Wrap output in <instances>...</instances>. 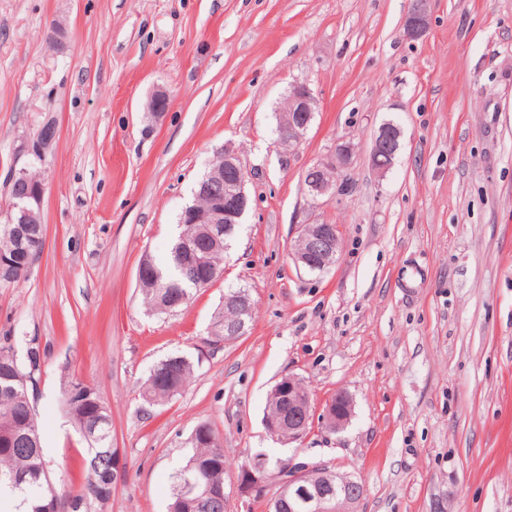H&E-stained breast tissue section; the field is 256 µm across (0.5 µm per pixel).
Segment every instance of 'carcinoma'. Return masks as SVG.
<instances>
[{
	"instance_id": "carcinoma-1",
	"label": "carcinoma",
	"mask_w": 512,
	"mask_h": 512,
	"mask_svg": "<svg viewBox=\"0 0 512 512\" xmlns=\"http://www.w3.org/2000/svg\"><path fill=\"white\" fill-rule=\"evenodd\" d=\"M190 238L177 237L173 242L166 264L147 260L149 278L143 281V290L153 308L164 314L177 312L193 296L194 285L204 280L206 271L195 272L189 268L194 255H208V265L221 268L224 260V243L206 239L203 227L190 225ZM236 312L221 306L215 313L210 335L212 342L224 343L237 339ZM40 364V353L30 350L26 359L17 356L14 348L0 344V434L13 436L10 447L0 446V504L8 512H41L48 503L55 487L49 478L38 423L28 420L29 385L9 379L16 369L23 375L32 373ZM193 373V363L184 355H173L160 361L151 373L143 390V397L150 403H163L180 394ZM82 386L80 381H68L59 397L62 411L74 422L79 432L95 428V433L85 437L88 444L84 460L87 481L75 494L58 502L61 512H87L95 503L103 506L109 498L96 493L101 477L109 470L108 450L112 443V418L104 399L93 396L91 402L77 400L73 391ZM189 453L182 465L170 475V494L167 512H228L222 502L207 495L208 490L224 489V446L217 436L206 442L199 436L189 438ZM17 473L28 475L29 481L16 485L12 477ZM200 484L202 491L196 504L190 506L181 497V488L187 480Z\"/></svg>"
}]
</instances>
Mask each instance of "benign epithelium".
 <instances>
[{
  "label": "benign epithelium",
  "mask_w": 512,
  "mask_h": 512,
  "mask_svg": "<svg viewBox=\"0 0 512 512\" xmlns=\"http://www.w3.org/2000/svg\"><path fill=\"white\" fill-rule=\"evenodd\" d=\"M431 7L432 0H410V8L404 20V34L407 38L419 40L426 35ZM316 105L317 102L307 86H292L286 97L285 106L281 108V111L288 113V120L279 124L277 129L281 145L291 150L303 140L314 119ZM57 134L58 129L53 121L44 122L29 144V154L38 160L42 159ZM402 137L400 126L391 122L381 125L372 142L371 159H377L383 154L395 158ZM352 155V145L342 143L336 145L334 150L316 163L321 172L320 177L304 183L310 204H323L341 194L340 174L349 167ZM216 156L221 159V163L210 165L194 190L196 197L208 199L207 205L185 208L182 223L202 224L208 237L218 241L242 223L249 201L245 193L247 173L239 157L227 149L218 151ZM9 186L20 191L24 203L11 205L5 223L16 225L14 233L21 238L24 231L20 225L41 223L44 187L42 181L32 178L29 170L25 168L11 172ZM340 248L339 225L303 224L294 242L291 257L298 270L320 275L335 264ZM35 261L36 258L29 253L27 247L19 244L12 257L0 255V280H12L17 267L27 269ZM275 392L288 403V422H269L266 424L268 432L276 436L286 427L287 442L301 439L314 417L315 406L311 395L303 391L293 376L278 381ZM351 414L352 400L344 392L333 394L325 402L323 420L331 431L343 429ZM110 458V469L103 488V494L109 496L118 486L122 471L121 449H110ZM337 478L339 473L327 464L297 465L290 461L282 471L275 472L264 460L258 459L242 468L237 481V495L242 503L258 494L264 496L270 483L274 482L280 491L291 489L313 495L316 512H354L364 488L356 480H346L337 484Z\"/></svg>",
  "instance_id": "obj_1"
}]
</instances>
